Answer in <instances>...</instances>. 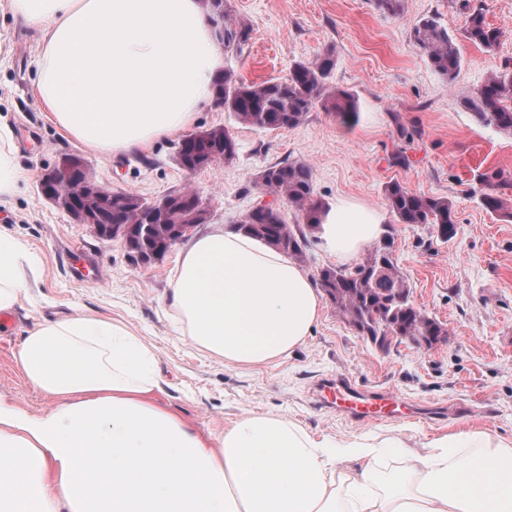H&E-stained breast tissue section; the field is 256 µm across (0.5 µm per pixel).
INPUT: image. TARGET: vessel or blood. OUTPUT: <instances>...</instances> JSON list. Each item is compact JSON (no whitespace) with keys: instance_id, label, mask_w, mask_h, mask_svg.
Instances as JSON below:
<instances>
[{"instance_id":"vessel-or-blood-1","label":"vessel or blood","mask_w":512,"mask_h":512,"mask_svg":"<svg viewBox=\"0 0 512 512\" xmlns=\"http://www.w3.org/2000/svg\"><path fill=\"white\" fill-rule=\"evenodd\" d=\"M314 392L320 403L356 422L400 419L404 416L396 395L388 391L364 389L345 376L321 380Z\"/></svg>"}]
</instances>
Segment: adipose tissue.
Here are the masks:
<instances>
[{
	"label": "adipose tissue",
	"instance_id": "ef3b65f1",
	"mask_svg": "<svg viewBox=\"0 0 512 512\" xmlns=\"http://www.w3.org/2000/svg\"><path fill=\"white\" fill-rule=\"evenodd\" d=\"M40 35L35 95L89 152H131L190 126L224 66L202 0H11ZM382 212L339 201L322 244L355 260ZM21 249L0 241V313L23 293ZM191 340L226 364L288 357L320 314L308 273L234 227L178 254L167 295ZM16 362L51 402L40 416L0 405V512H512V441L460 429L378 470L373 444L342 453L291 421L241 417L204 437L151 394L154 354L124 325L76 316L36 327ZM474 449L459 461L458 451Z\"/></svg>",
	"mask_w": 512,
	"mask_h": 512
}]
</instances>
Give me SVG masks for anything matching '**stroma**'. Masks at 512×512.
<instances>
[{"label": "stroma", "mask_w": 512, "mask_h": 512, "mask_svg": "<svg viewBox=\"0 0 512 512\" xmlns=\"http://www.w3.org/2000/svg\"><path fill=\"white\" fill-rule=\"evenodd\" d=\"M487 21L503 33L495 52L462 38L459 0H405L402 15L375 0H228L250 29L243 54L225 53L224 67L246 82L287 78L297 61L334 51L328 89L355 94L354 121L314 106L292 129L265 130L237 123L213 107L198 113L199 132L227 128L238 142L231 163L187 173L174 161L176 137L132 153L100 152L87 159L96 181L151 200L194 188L211 206L203 234L238 223L259 200L254 186L264 169L303 161L313 171L314 197L385 209L384 188L451 199L456 235L443 240L429 224L387 218L385 236L410 296L443 323L445 342L416 347L395 340L379 349L322 299L306 342L284 360L253 368L225 365L189 338L182 317L166 303L180 252L142 264L116 242L48 203L39 180L61 154H81L63 137L33 90L38 34L17 23L10 0H0V122L13 132L0 155L20 170L16 189L0 195V236L22 247L25 293L0 316V404L32 416L49 400L33 388L15 354L36 326L77 315L120 322L154 353L161 372L155 404L202 435L223 433L242 416L278 415L313 438L332 443L398 438L412 449L464 427L512 437V222L485 211L473 194L483 173L512 178V138L482 125L462 101L464 91L512 63V0H483ZM433 16L457 39L461 70L447 82L413 43L412 29ZM78 252L93 266L83 278L62 263ZM343 374L356 385L395 393L423 406L424 418L355 423L317 403L313 388Z\"/></svg>", "instance_id": "stroma-1"}]
</instances>
